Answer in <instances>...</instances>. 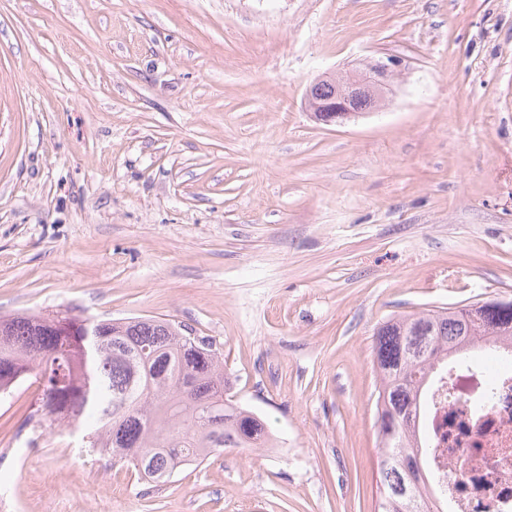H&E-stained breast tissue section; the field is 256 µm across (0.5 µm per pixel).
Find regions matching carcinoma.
I'll use <instances>...</instances> for the list:
<instances>
[{
    "label": "carcinoma",
    "mask_w": 512,
    "mask_h": 512,
    "mask_svg": "<svg viewBox=\"0 0 512 512\" xmlns=\"http://www.w3.org/2000/svg\"><path fill=\"white\" fill-rule=\"evenodd\" d=\"M481 345L512 350V306L426 310L381 326L374 344L381 463L407 496L380 512H440L423 458L431 445L410 418L426 413L423 394L448 356L467 363ZM35 373L43 422H87L91 451L131 467L150 485L224 448L271 442L266 423L224 397V357L207 336L170 320H95L17 315L0 320V393ZM34 414V415H36ZM29 415V419H34Z\"/></svg>",
    "instance_id": "1"
}]
</instances>
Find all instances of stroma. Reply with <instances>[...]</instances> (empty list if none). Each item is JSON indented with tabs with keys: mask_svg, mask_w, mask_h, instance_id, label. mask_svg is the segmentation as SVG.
<instances>
[{
	"mask_svg": "<svg viewBox=\"0 0 512 512\" xmlns=\"http://www.w3.org/2000/svg\"><path fill=\"white\" fill-rule=\"evenodd\" d=\"M400 60L382 110L304 104ZM512 300V0H0V318L216 343L270 448L152 486L0 398V512H378L395 316Z\"/></svg>",
	"mask_w": 512,
	"mask_h": 512,
	"instance_id": "1",
	"label": "stroma"
}]
</instances>
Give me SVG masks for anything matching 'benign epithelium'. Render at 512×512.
I'll list each match as a JSON object with an SVG mask.
<instances>
[{"label":"benign epithelium","instance_id":"obj_1","mask_svg":"<svg viewBox=\"0 0 512 512\" xmlns=\"http://www.w3.org/2000/svg\"><path fill=\"white\" fill-rule=\"evenodd\" d=\"M395 76L394 62L379 60L316 79L307 87L305 100L313 115L328 123L338 115L349 120L381 110L394 93ZM360 99L370 108H357Z\"/></svg>","mask_w":512,"mask_h":512}]
</instances>
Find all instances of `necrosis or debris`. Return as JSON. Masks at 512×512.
I'll return each instance as SVG.
<instances>
[{"mask_svg": "<svg viewBox=\"0 0 512 512\" xmlns=\"http://www.w3.org/2000/svg\"><path fill=\"white\" fill-rule=\"evenodd\" d=\"M488 408L473 406L486 392ZM431 467L449 512H512V364L450 370L430 397Z\"/></svg>", "mask_w": 512, "mask_h": 512, "instance_id": "obj_1", "label": "necrosis or debris"}]
</instances>
